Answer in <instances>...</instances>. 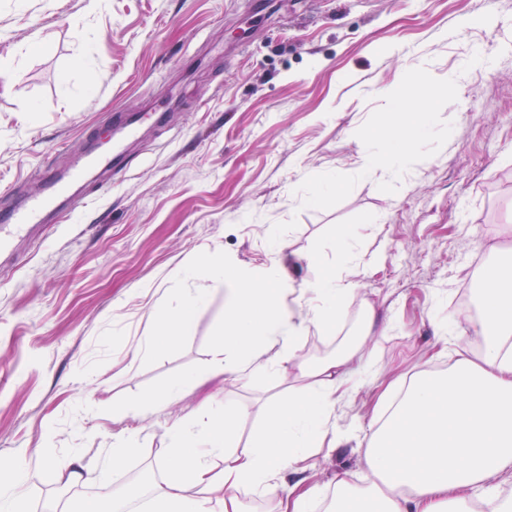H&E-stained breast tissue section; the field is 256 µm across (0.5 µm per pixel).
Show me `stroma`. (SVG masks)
Wrapping results in <instances>:
<instances>
[{"mask_svg": "<svg viewBox=\"0 0 512 512\" xmlns=\"http://www.w3.org/2000/svg\"><path fill=\"white\" fill-rule=\"evenodd\" d=\"M490 13L494 27L460 30ZM492 69H467L474 50ZM425 61L428 124L453 136L404 161V186L359 171L365 138L395 127L402 73ZM0 193L23 192L32 169L65 176L88 143L112 149V113L143 116L115 183L76 190L79 221L35 225L0 254V463L67 470L112 466V435L139 433L141 455L84 500L131 486L166 447L164 425L205 396L235 403L242 439L291 378L216 377L175 406L124 417L172 377L204 369L224 318V294L195 308L187 330L151 348L159 320L203 289L205 260L256 271L283 263L306 288L335 260L337 224L360 235L355 291L335 329L302 337L316 360L364 336L373 375L341 389L336 443L307 471L331 491L370 474L367 442L388 407L382 394L424 370L477 358L475 340L442 337L461 290L506 247L512 222V0H0ZM467 70L465 92L448 83ZM334 175L317 203L306 182ZM318 263H311V256ZM67 488L23 489L27 512H68Z\"/></svg>", "mask_w": 512, "mask_h": 512, "instance_id": "35a3bbf8", "label": "stroma"}]
</instances>
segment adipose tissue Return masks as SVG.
Masks as SVG:
<instances>
[{
  "label": "adipose tissue",
  "instance_id": "1",
  "mask_svg": "<svg viewBox=\"0 0 512 512\" xmlns=\"http://www.w3.org/2000/svg\"><path fill=\"white\" fill-rule=\"evenodd\" d=\"M428 71L406 72L394 98L395 109L411 115L397 143L368 137L362 174L383 172L399 180L402 160L427 134L424 102L410 97L425 85ZM336 262L310 283L302 309L286 305L288 290L280 266L248 275L226 264L204 261L194 278L213 285L236 283L224 307L221 333L207 369L171 379L152 397H130L128 415L180 401L185 388L221 373L242 378L248 372L289 368L306 385L270 398L248 441L237 425L243 410L202 403L165 428L167 446L154 465L163 481L151 491L126 490L123 501L142 500L143 512H246L255 495L277 497L278 512H312L320 490L305 486L306 462L336 417V382L361 357V340L313 362L297 354L309 331L334 329L342 302L352 292L348 279L356 255L352 230H333ZM480 310L471 325L481 348L479 360H457L447 371L423 372L412 379L391 416L374 432L365 450L372 476L363 487L343 480L331 512H347L348 501L371 502L375 512H512V500L498 494L500 477L512 475V256L483 273Z\"/></svg>",
  "mask_w": 512,
  "mask_h": 512
}]
</instances>
